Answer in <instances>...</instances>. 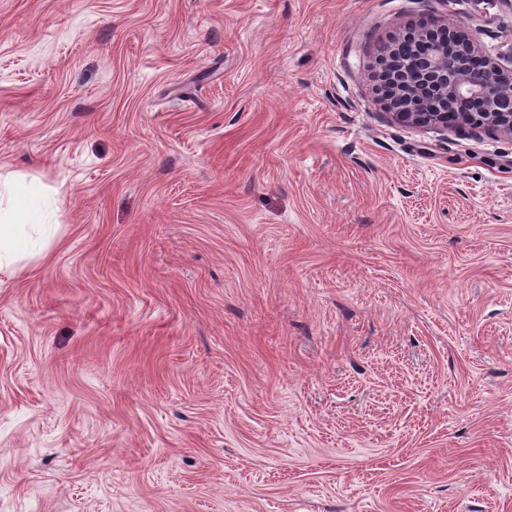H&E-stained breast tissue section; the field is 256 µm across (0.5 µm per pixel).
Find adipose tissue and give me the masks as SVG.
<instances>
[{"label": "adipose tissue", "mask_w": 512, "mask_h": 512, "mask_svg": "<svg viewBox=\"0 0 512 512\" xmlns=\"http://www.w3.org/2000/svg\"><path fill=\"white\" fill-rule=\"evenodd\" d=\"M0 206V267L15 263L19 254L48 243L54 235L50 200L26 186H6Z\"/></svg>", "instance_id": "1"}]
</instances>
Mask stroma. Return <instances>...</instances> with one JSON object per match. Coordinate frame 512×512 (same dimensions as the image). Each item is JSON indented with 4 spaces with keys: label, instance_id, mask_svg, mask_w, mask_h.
Masks as SVG:
<instances>
[{
    "label": "stroma",
    "instance_id": "35a3bbf8",
    "mask_svg": "<svg viewBox=\"0 0 512 512\" xmlns=\"http://www.w3.org/2000/svg\"><path fill=\"white\" fill-rule=\"evenodd\" d=\"M512 0H0V512H512V139L394 120ZM51 220V202L41 192L31 187L7 185L2 194L0 185V269L11 266L28 249L48 243L55 228Z\"/></svg>",
    "mask_w": 512,
    "mask_h": 512
}]
</instances>
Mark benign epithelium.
I'll list each match as a JSON object with an SVG mask.
<instances>
[{"label":"benign epithelium","mask_w":512,"mask_h":512,"mask_svg":"<svg viewBox=\"0 0 512 512\" xmlns=\"http://www.w3.org/2000/svg\"><path fill=\"white\" fill-rule=\"evenodd\" d=\"M433 26H415L414 58L395 61L394 89L381 96L385 107L399 122L421 130L466 125L477 134L512 138V110L501 109L512 97V64L484 56L459 26L443 24L434 36Z\"/></svg>","instance_id":"1"}]
</instances>
